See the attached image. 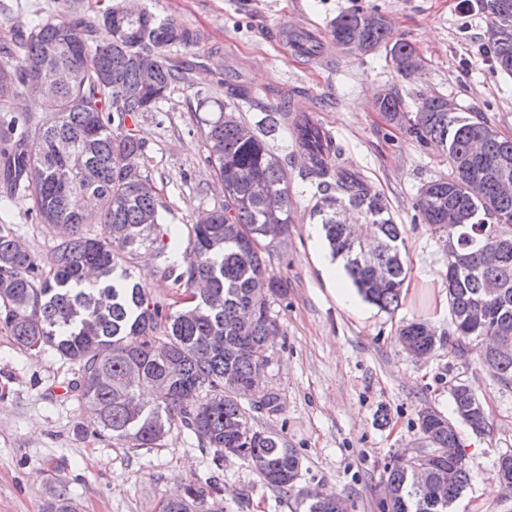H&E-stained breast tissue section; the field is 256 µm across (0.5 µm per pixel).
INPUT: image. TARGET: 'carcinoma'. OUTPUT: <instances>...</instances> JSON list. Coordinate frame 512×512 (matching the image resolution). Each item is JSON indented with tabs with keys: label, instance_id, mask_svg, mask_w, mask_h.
Wrapping results in <instances>:
<instances>
[{
	"label": "carcinoma",
	"instance_id": "obj_1",
	"mask_svg": "<svg viewBox=\"0 0 512 512\" xmlns=\"http://www.w3.org/2000/svg\"><path fill=\"white\" fill-rule=\"evenodd\" d=\"M490 49L495 69L512 74V0H489ZM136 37L117 42L96 36V24L80 26L59 16L40 17L25 31L0 41V110L51 70L70 67L71 79L57 96L44 102L47 117H0V184L6 198L27 205L40 223L58 230L49 256L38 260L13 230L0 225V327L22 349L49 346L79 365L73 383L91 421L112 441L128 448H159L175 429L190 430L202 445L215 449L212 463L224 456L248 461L273 489L293 491L301 463L297 451L275 432L251 423V412L282 410L277 392L252 386V374L269 361L267 338L279 323L271 300L287 289L267 272V235L288 233L292 200L284 166L268 138L280 122L269 113L259 131L245 134L242 123L224 113L206 121V163L224 184V202L207 222L189 230L183 263L167 264L163 212L168 206L152 180L131 176L130 162L140 161L143 143L129 132L126 120L154 112L168 90L187 81L170 55L196 41L179 18L148 22L128 18ZM387 21L377 11L354 10L338 17L331 34L342 49L360 45L373 51L384 43ZM407 42L389 50L391 67L411 76L420 68L411 61ZM95 65L87 67L88 55ZM152 54L158 62L151 84L144 85L138 58ZM377 108L385 119L405 128L425 146L448 158L451 172L419 189L415 204L422 223L438 241L453 239L448 256L446 297L454 326L451 348L464 353L466 343L485 344L484 364L504 386L512 385V194L498 191V163L512 162V138L487 136L490 125L461 110L448 112L445 98L410 107L396 92L384 91ZM64 138L72 152L55 153ZM40 169L31 184L26 169ZM96 172L84 183L81 170ZM483 177L475 196L470 183ZM336 194L323 198L319 213L333 258L365 301L390 312L398 307L409 269L403 258L404 228L394 223L380 196L361 181L344 177ZM351 205L369 221L367 233L377 249L362 253L350 236L341 209ZM87 224H101L96 235ZM496 233L504 245L496 254L482 249L483 235ZM161 260V275L184 289L176 310L152 301L131 281L130 267L140 251ZM496 280L497 297L482 283ZM404 347L415 355L431 352L435 329L424 319L399 330ZM250 395V406L241 397ZM456 415L473 431L489 423L484 408L467 385L452 390ZM420 449L408 459H393L384 468L380 512H451L463 494L470 471L463 463L454 423L439 412L419 414ZM454 478L444 481L448 468ZM206 492L194 485L163 503L162 512H198ZM307 512H345L334 491L304 497Z\"/></svg>",
	"mask_w": 512,
	"mask_h": 512
}]
</instances>
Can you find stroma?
<instances>
[{"label":"stroma","instance_id":"1","mask_svg":"<svg viewBox=\"0 0 512 512\" xmlns=\"http://www.w3.org/2000/svg\"><path fill=\"white\" fill-rule=\"evenodd\" d=\"M126 2L0 0V36L25 29L39 15L97 23L107 9ZM137 2L156 16L181 18L197 36L171 57L187 70L188 82L174 86L159 111L130 124L144 144L142 163L169 206L164 223L171 259L181 260L189 227L224 200L222 183L204 163L210 113L198 95L222 101L233 87L247 93L235 102L236 117L250 124L287 105L315 110L334 136L342 167L362 178L404 225L409 278L395 312L365 302L349 312L337 304L320 268L326 243L310 231L321 222L315 213L323 198L319 180L305 172L294 133L280 132L269 146L286 167L293 205L288 234L273 244L266 261L288 294L271 303L281 331L269 342L263 383L280 394L283 409L256 413L254 421L298 452L296 490L265 486L239 458L215 468L212 449L183 429L158 448L131 449L98 436L71 389L77 366L48 348H18L2 329L0 512H46L60 492L78 512H161L163 502L189 483L210 488V501L223 512H305L300 495L311 489L339 493L349 512H379L384 466L414 453L425 408L455 421L470 469L452 512H512V495L497 490L498 460L512 451V387L484 365L480 343L467 344L461 357L449 348L450 310L435 299L448 286V258L415 209L421 185L448 176V160L376 108L378 93L389 88L409 104L443 96L512 138V77L494 71L486 53L483 0ZM357 9L387 18L388 42L410 43L424 61L420 74L395 72L381 47L304 58L281 39L303 16L330 39L336 19ZM0 219L36 257L50 253L53 231L28 218L25 205L0 196ZM131 272L156 301L175 306L182 290L160 281L151 252H142ZM419 317L437 332L435 348L421 358L398 340L400 326ZM458 384L470 386L489 411V432L475 433L457 420L451 389Z\"/></svg>","mask_w":512,"mask_h":512}]
</instances>
